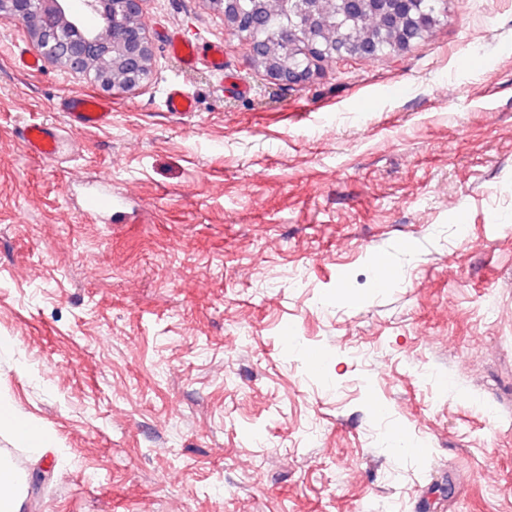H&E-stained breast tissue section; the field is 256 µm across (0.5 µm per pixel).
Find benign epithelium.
<instances>
[{
  "label": "benign epithelium",
  "instance_id": "1",
  "mask_svg": "<svg viewBox=\"0 0 512 512\" xmlns=\"http://www.w3.org/2000/svg\"><path fill=\"white\" fill-rule=\"evenodd\" d=\"M144 0H82L85 11L91 14L104 12L112 18V46L110 51L121 60L119 70L112 77L104 78L96 85L112 91L118 87L133 88L150 74L153 49L141 23ZM224 16V29L227 33L242 35L240 0H216ZM0 19L33 20L31 33L36 39L43 57L60 67L73 77L88 75L91 61L100 53L101 40L96 38L84 41H60L49 46L44 41V33L60 27L67 22L65 9L60 0H0ZM407 26L399 33L396 45L406 49L410 47L414 27L422 26L423 18L406 15ZM354 55L374 58L377 56L376 44L365 43L356 50L338 52L331 49L323 59L345 60ZM253 62L265 65L267 75L274 81L286 85H303L315 76V71L297 70L277 65L262 55L259 47L253 48Z\"/></svg>",
  "mask_w": 512,
  "mask_h": 512
}]
</instances>
